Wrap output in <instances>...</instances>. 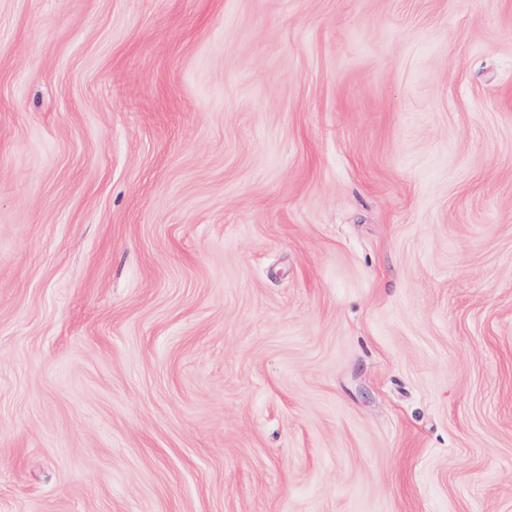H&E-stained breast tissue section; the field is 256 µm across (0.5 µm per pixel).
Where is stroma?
I'll return each instance as SVG.
<instances>
[{"label": "stroma", "mask_w": 512, "mask_h": 512, "mask_svg": "<svg viewBox=\"0 0 512 512\" xmlns=\"http://www.w3.org/2000/svg\"><path fill=\"white\" fill-rule=\"evenodd\" d=\"M0 512H512V0H0Z\"/></svg>", "instance_id": "stroma-1"}]
</instances>
